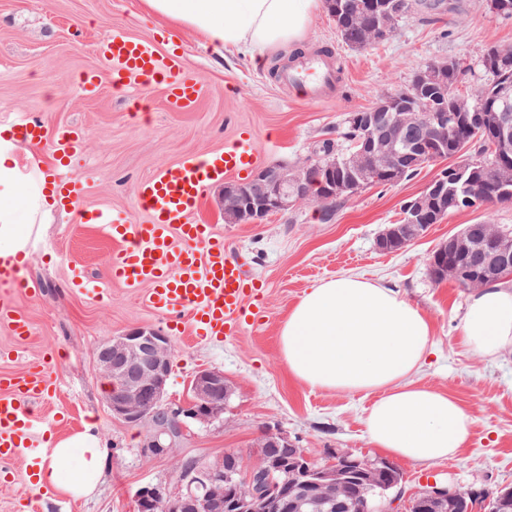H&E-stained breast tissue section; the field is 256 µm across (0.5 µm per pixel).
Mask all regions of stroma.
I'll list each match as a JSON object with an SVG mask.
<instances>
[{
  "label": "stroma",
  "instance_id": "1",
  "mask_svg": "<svg viewBox=\"0 0 512 512\" xmlns=\"http://www.w3.org/2000/svg\"><path fill=\"white\" fill-rule=\"evenodd\" d=\"M115 29L158 39L160 52L177 50L206 90L195 110H169L164 90L147 81L113 86L96 44ZM492 44L512 46V19L492 13L487 0H445L442 10L405 17L389 38L362 50L343 44L333 18L321 8L289 50L224 54L193 31L173 29L148 13L142 0H0V121L30 113L40 116L49 132L80 131L83 149L67 166L85 186L78 210L143 223L148 216L136 203L137 184L182 156L223 148L247 129L261 164H294L316 142L335 137L347 113L407 88L424 62L460 58L475 66ZM313 51L344 65L339 94L325 101L281 86L272 73ZM88 72L101 76L93 98L81 88ZM440 170L431 165L413 179L363 190L344 200L329 222L315 206L304 204L258 224H228L219 206L222 184L208 186L196 219L213 225L225 246L246 262L266 309L262 322L226 341L199 339L188 331L169 334L162 314L120 286H112L100 302L69 288L75 266L83 267L89 279L107 282L112 244L95 225L80 223L78 210L55 207L36 225L27 246L25 276L38 283L40 297H17L30 315L33 334L19 342L0 326V372H23L44 351H54L59 388L52 408L69 416L58 433L94 426L104 468L89 497L62 492L37 500L23 467H15L12 478L0 481V512H128L139 486L176 493L185 461L210 463L227 451L255 459L269 432L288 434L315 460L339 450L376 457L365 428L371 396L301 384L289 376L278 343L289 311L303 294L347 274L395 289L429 318L434 352L415 380L456 398L473 419L455 457L429 466L401 463L405 497L435 481L480 497L512 487V354L491 360L467 348L459 327L468 290L450 279L432 280L427 269L436 246L479 220L480 212L449 215L394 253L376 246L382 230L400 221L403 203ZM137 327L169 335L174 349L169 401L183 400L192 376L205 368L223 372L233 388L222 415L207 425H191L173 458L143 455L146 426L112 416L93 365L100 341Z\"/></svg>",
  "mask_w": 512,
  "mask_h": 512
}]
</instances>
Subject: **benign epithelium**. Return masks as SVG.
<instances>
[{
	"label": "benign epithelium",
	"mask_w": 512,
	"mask_h": 512,
	"mask_svg": "<svg viewBox=\"0 0 512 512\" xmlns=\"http://www.w3.org/2000/svg\"><path fill=\"white\" fill-rule=\"evenodd\" d=\"M418 97L417 93L391 94L386 96L384 111L362 112L357 116L367 135L351 156L352 165L345 179H336L335 155L313 150L292 166L267 165L247 182L225 184L219 199L225 223L257 224L273 213L303 202L322 210L336 196L351 197L381 175L425 165L435 153L448 150V142L461 129L475 128L484 121L482 113L467 108L419 112L415 107ZM511 103L512 82L499 84L489 107L497 105L502 111L497 139V161L501 168L512 160ZM470 165L468 158L459 160L451 174L435 177L405 203L404 221L383 231L377 239L378 249L385 251L395 241L409 243L423 235L441 207L448 204V185L470 188ZM475 247L485 258L481 277L487 279L512 268V232L499 225L479 238L466 227L439 245L431 261V276L450 273L461 281L476 284L469 266H446L448 253H467ZM173 362L174 351L167 337L148 327L111 336L94 351L93 363L104 380L108 409L113 417L129 425L147 426L143 453L148 457L173 455L187 423H208L224 410V396L230 384L224 373L209 369L200 370L191 378L185 405L171 406L166 399V387ZM261 447L291 448L294 457L308 460L305 452L281 432L266 434ZM280 466V460L264 453L246 465L240 462L239 454L226 452L211 464L184 472L188 481L182 493L167 495L157 486H140L132 497V512H269L273 503L290 512H298L304 504L315 506L319 512L324 506L330 512L346 509V502L336 496V485L345 481L342 473L331 474L304 465V480L290 486L271 479L269 469ZM447 504L454 506L455 512H472L471 505L462 504L458 489L448 485L435 483L420 498L422 512H441Z\"/></svg>",
	"instance_id": "7a95c632"
}]
</instances>
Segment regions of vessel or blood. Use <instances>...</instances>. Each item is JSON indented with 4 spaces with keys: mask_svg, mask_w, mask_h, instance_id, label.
I'll return each instance as SVG.
<instances>
[{
    "mask_svg": "<svg viewBox=\"0 0 512 512\" xmlns=\"http://www.w3.org/2000/svg\"><path fill=\"white\" fill-rule=\"evenodd\" d=\"M98 51L109 65L114 85L143 80L161 85L172 110L192 111L205 94L185 71L180 55L160 53L153 41L115 30L100 42ZM280 79L315 101L337 87L335 73L312 55L297 59ZM10 127L21 141L49 142L54 159L62 165L82 150L78 134H49L34 116L15 120ZM258 160L252 134L243 132L221 150L184 155L176 165L139 182L135 197L148 215L147 223L85 214V221L99 224L113 242L111 280L141 296L150 309L167 315L170 329L182 330L188 320L196 337L220 341L239 333L247 311L262 309L244 266L227 254L223 239L213 235L210 225L193 219L207 186L247 175ZM22 268L19 260L0 258V322L26 339L31 335L30 319L15 305L13 291L22 287L34 298L38 289L25 286ZM51 364L47 352L23 373H0V473L11 472L18 462L25 464L27 476L36 473L45 450L35 446L34 434L44 422L43 405L57 395Z\"/></svg>",
    "mask_w": 512,
    "mask_h": 512,
    "instance_id": "obj_1",
    "label": "vessel or blood"
}]
</instances>
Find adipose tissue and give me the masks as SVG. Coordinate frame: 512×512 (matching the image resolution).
<instances>
[{"label": "adipose tissue", "mask_w": 512, "mask_h": 512, "mask_svg": "<svg viewBox=\"0 0 512 512\" xmlns=\"http://www.w3.org/2000/svg\"><path fill=\"white\" fill-rule=\"evenodd\" d=\"M174 26L197 31L216 50H271L296 42L319 0H143ZM56 192L33 152L0 127V257L25 250L30 225L50 212ZM464 344L495 359L512 352V285L473 291L460 326ZM289 373L302 384L363 392L375 400L365 418L370 444L389 457L429 465L455 457L473 420L448 394L414 382L432 350L428 317L397 291L355 275L322 281L293 307L279 336ZM39 480L76 497L92 494L102 447L92 428L49 438ZM79 462L62 477L59 465Z\"/></svg>", "instance_id": "adipose-tissue-1"}]
</instances>
